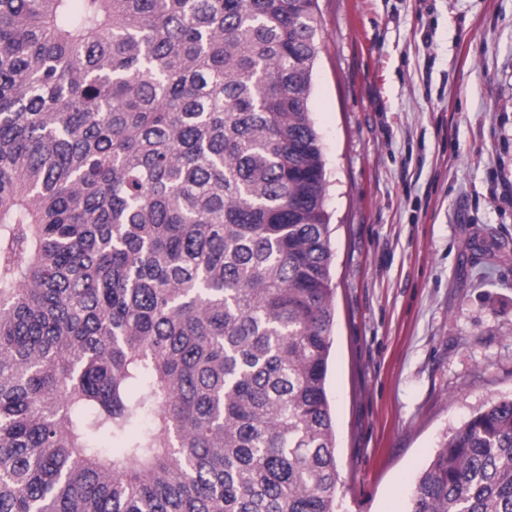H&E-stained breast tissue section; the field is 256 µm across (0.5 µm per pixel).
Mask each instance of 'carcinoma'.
<instances>
[{"label": "carcinoma", "instance_id": "1", "mask_svg": "<svg viewBox=\"0 0 512 512\" xmlns=\"http://www.w3.org/2000/svg\"><path fill=\"white\" fill-rule=\"evenodd\" d=\"M317 0H0V512H338ZM411 512H512V398Z\"/></svg>", "mask_w": 512, "mask_h": 512}]
</instances>
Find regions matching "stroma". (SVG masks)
<instances>
[{
  "label": "stroma",
  "instance_id": "1",
  "mask_svg": "<svg viewBox=\"0 0 512 512\" xmlns=\"http://www.w3.org/2000/svg\"><path fill=\"white\" fill-rule=\"evenodd\" d=\"M342 512L512 397V0H318Z\"/></svg>",
  "mask_w": 512,
  "mask_h": 512
}]
</instances>
